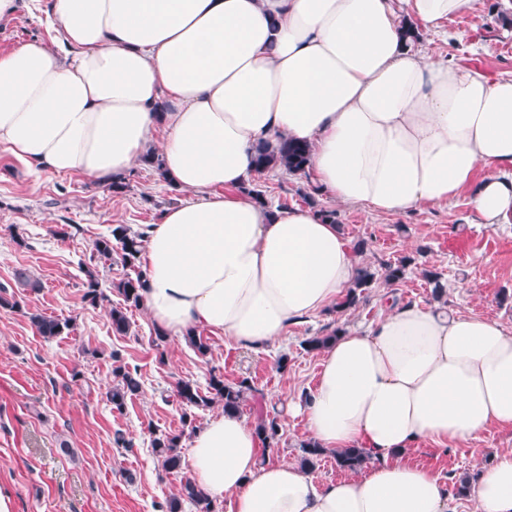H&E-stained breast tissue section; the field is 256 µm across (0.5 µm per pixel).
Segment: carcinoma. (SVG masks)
Wrapping results in <instances>:
<instances>
[{
	"label": "carcinoma",
	"instance_id": "carcinoma-1",
	"mask_svg": "<svg viewBox=\"0 0 512 512\" xmlns=\"http://www.w3.org/2000/svg\"><path fill=\"white\" fill-rule=\"evenodd\" d=\"M310 160V147L303 143H296L283 139L274 147H261L256 156L258 172L278 166L290 173L301 174L306 172ZM143 244L142 236L130 231V228L118 224L112 228L111 235L101 237L94 241L93 250L98 257L105 260L112 259L116 254L122 265L130 270L126 277L112 284L113 290L122 298V303L110 308L112 330L118 334H126L130 328L128 310L141 306V291L145 286L147 272L143 268L139 254ZM411 259L403 257L395 263L384 265V279L388 283H396L404 278ZM88 281L84 293L86 302L97 306L110 297L99 286V282L92 271H87ZM377 271L371 266L358 268V275L353 288L345 298L336 306V310L344 312L354 308L360 302L366 288L370 287L376 279ZM33 321L39 335L52 339L61 335L70 328L69 320L42 315L33 316ZM114 381L107 392L112 407L121 411L128 399L137 395L141 390V382L137 372L127 366L119 364L113 367ZM255 391L253 381L249 377H242L234 382L224 381V375L210 372L206 391L190 379L178 381L176 396L181 406V420L183 426L195 428V410L209 408L219 404L226 413L239 412L242 402L247 394ZM258 435L263 443L264 451L279 449L282 437V425L278 413L266 414L255 424ZM152 452L166 472H176L182 467V457L179 451L184 433H172L159 429L150 430ZM302 456L300 464L307 470H313L318 464L324 450L314 442L301 444ZM336 464L343 470L356 471L366 464L368 457L360 448H352L335 454ZM189 500L196 512H218L216 501L196 488L191 479L181 483L180 490L172 495L164 505H159V512H180L181 500Z\"/></svg>",
	"mask_w": 512,
	"mask_h": 512
}]
</instances>
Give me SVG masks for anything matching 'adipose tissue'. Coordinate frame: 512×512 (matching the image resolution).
<instances>
[{
    "instance_id": "ef3b65f1",
    "label": "adipose tissue",
    "mask_w": 512,
    "mask_h": 512,
    "mask_svg": "<svg viewBox=\"0 0 512 512\" xmlns=\"http://www.w3.org/2000/svg\"><path fill=\"white\" fill-rule=\"evenodd\" d=\"M474 2L53 0L66 55L40 39L0 54V146L32 171L101 183L159 151L193 198L141 229L143 306L165 336L263 349L335 304L357 266L316 211L241 193L259 145L308 144L315 184L341 205L398 214L465 191L480 223L512 222V77L421 57L401 24L439 33ZM290 408L320 448L364 449L363 474L323 484L260 464L254 426L220 412L193 433L195 485L228 512H457L402 455L512 427V328L391 305L323 349ZM472 499L512 512V452Z\"/></svg>"
}]
</instances>
